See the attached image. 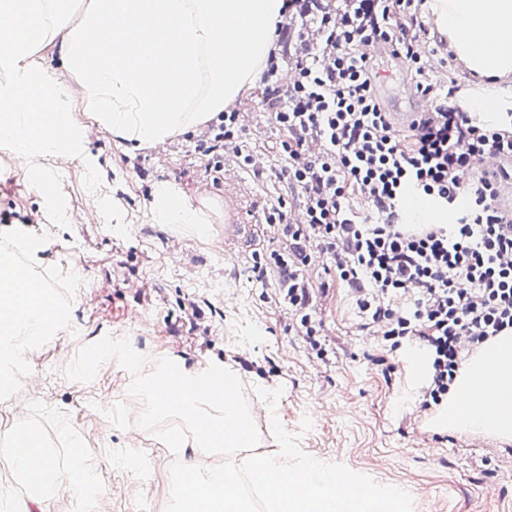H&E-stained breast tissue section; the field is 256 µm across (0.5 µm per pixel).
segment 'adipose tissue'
<instances>
[{"mask_svg":"<svg viewBox=\"0 0 512 512\" xmlns=\"http://www.w3.org/2000/svg\"><path fill=\"white\" fill-rule=\"evenodd\" d=\"M288 0H0V150L37 195L48 223L66 224L58 174L77 164L93 192L108 184L97 134L142 149L204 125L250 88L275 46ZM435 32L477 78L470 111L496 122L512 110V0H427ZM58 52L59 68L36 63L43 48ZM158 224L204 232L205 204L172 183L150 202ZM47 290L26 265L0 253V392L10 387L3 365L38 352L61 317L43 300ZM489 394L468 408L469 391ZM440 430L512 440V336H497L471 355L433 418ZM31 485L80 495L95 472L75 458L59 473L41 439L11 430Z\"/></svg>","mask_w":512,"mask_h":512,"instance_id":"obj_1","label":"adipose tissue"}]
</instances>
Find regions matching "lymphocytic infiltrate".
<instances>
[{
	"label": "lymphocytic infiltrate",
	"mask_w": 512,
	"mask_h": 512,
	"mask_svg": "<svg viewBox=\"0 0 512 512\" xmlns=\"http://www.w3.org/2000/svg\"><path fill=\"white\" fill-rule=\"evenodd\" d=\"M344 2L340 16L322 14L324 41L311 58L297 59L288 90L276 82L277 55L263 73L266 104L286 134L283 174L301 192L304 221L290 222L285 198L268 207L264 220L288 249L252 255V271L260 283L276 272L278 301L314 343L318 321L304 268L310 248H320L360 317L378 327L385 352L424 353L426 411L447 398L467 353L512 334V208L501 203V179L512 175V113L481 122L456 101V88L425 71L411 35L423 0ZM375 43L414 73L418 93L446 91V102L408 130L389 122L375 95L376 71L363 52ZM243 148L237 113L224 111L195 150L218 173L225 154L240 159ZM488 154L502 158L501 175L479 170ZM358 194L366 211L352 205ZM411 195L455 211V223H401Z\"/></svg>",
	"instance_id": "1"
}]
</instances>
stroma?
<instances>
[{
    "label": "stroma",
    "mask_w": 512,
    "mask_h": 512,
    "mask_svg": "<svg viewBox=\"0 0 512 512\" xmlns=\"http://www.w3.org/2000/svg\"><path fill=\"white\" fill-rule=\"evenodd\" d=\"M377 93L388 111L407 107L409 76L385 54L375 58ZM265 85L254 84L236 102L248 113L243 130L262 173L229 167L215 179L194 151L198 131L139 150L108 138L90 142L107 163L112 190L92 200L80 166L59 175L68 224H46L48 248L33 262L34 276L52 289L70 317L44 340L38 357H26L11 372L19 382L0 393V433L20 423L33 425L61 471H68L71 446L80 443L96 482L86 495L40 498L39 512H94L99 499L111 512H166L169 468L175 456L150 432L138 429L143 404L129 394L132 374L118 362L88 383L69 380L65 368L79 350L104 336L129 338L146 357L162 355L196 368L226 365L241 381L265 448L275 437L259 411L258 389H282L276 413L288 431L303 418L312 428L301 447L329 463L345 465L376 482L407 491L413 512H512V441L451 434L438 440L416 398L422 376L406 367L389 371L373 363L378 339L363 328L346 285L334 282L318 293L316 307L329 352L321 360L289 331L287 306L276 301L277 276L251 280L248 260L282 248L263 212L278 197L301 209L300 191H289L281 171L285 138L263 103ZM179 186L192 199L212 198L236 212L243 226L224 236V220L213 217L204 237L150 218L149 200L162 182ZM0 246H16L14 227L40 223V202L0 151ZM203 303L196 330L179 328L181 304Z\"/></svg>",
    "instance_id": "obj_1"
}]
</instances>
